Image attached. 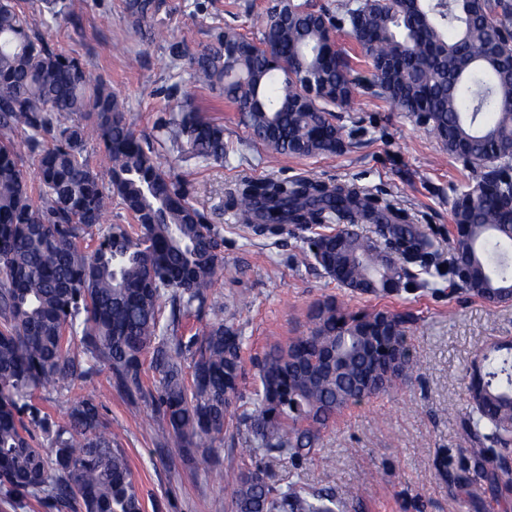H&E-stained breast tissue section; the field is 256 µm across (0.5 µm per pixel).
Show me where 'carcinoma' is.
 Masks as SVG:
<instances>
[{
    "mask_svg": "<svg viewBox=\"0 0 512 512\" xmlns=\"http://www.w3.org/2000/svg\"><path fill=\"white\" fill-rule=\"evenodd\" d=\"M22 3L0 0V486L9 501L142 512L128 457L96 399L77 398L61 422L38 400L92 379L102 364L133 400L145 393L149 355L159 375L161 445L187 458L196 449L214 455L233 421L249 448L233 512H335L327 493L270 485L262 459H310L336 415L410 377L418 360L406 346L408 318L316 304L306 332L253 360L259 385L243 402V340L222 308L188 342L177 335L223 270V239L190 201L182 175L132 130L124 102L30 34ZM159 9L158 0H132L128 20L139 29ZM339 31L360 47L371 85L424 118L446 153L479 171L455 190L447 249L404 211L311 176L238 183L230 193L236 223L259 236L290 224L316 229L310 255L359 294L423 288L420 272L433 266L447 270L451 291L491 305L511 301L512 0H336L318 10L308 0H271L258 40L226 29L197 48L170 40L169 54L190 83L224 96L272 153L333 155L344 147L333 109L353 103L359 85L336 46ZM166 111L158 132L198 159L224 161L223 126L179 98ZM15 133L38 153L31 175ZM91 138L108 159L106 185L87 155ZM114 199L133 223L104 229ZM359 224L372 225L375 237ZM98 232L95 248L82 245ZM78 333L79 353L71 348ZM468 393L461 425L474 475L507 505L512 474L491 462L495 450L512 449V342L483 355Z\"/></svg>",
    "mask_w": 512,
    "mask_h": 512,
    "instance_id": "cac0c4a2",
    "label": "carcinoma"
}]
</instances>
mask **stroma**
Segmentation results:
<instances>
[{
	"label": "stroma",
	"mask_w": 512,
	"mask_h": 512,
	"mask_svg": "<svg viewBox=\"0 0 512 512\" xmlns=\"http://www.w3.org/2000/svg\"><path fill=\"white\" fill-rule=\"evenodd\" d=\"M127 0H57L56 15L28 0L33 31L51 48L78 59L126 104L133 129L153 143L162 161L187 180L193 202L224 238V271L206 306L183 336L212 322V307L240 329L243 356L252 360L270 346L307 328L306 314L318 301L333 299L351 308L387 307L406 314L408 344L419 361L412 377L387 393L350 405L326 430L313 459L293 465L268 457L270 484L295 483L326 490L346 512H504L484 482L459 489L454 478L466 466L469 442L459 420L468 404V376L475 360L494 343L512 340V301L488 304L448 293V279L427 277L423 288L387 296L339 287L303 253L301 232L264 239L235 223L228 193L241 180L274 175H313L353 184L407 212L441 242L448 239L453 188L473 177L471 168L450 158L426 126L385 99L368 94L361 107L336 115L343 128L342 153L271 158L251 139L234 107L209 90L190 86L172 67L168 45L148 41L128 26ZM266 0H161L158 13L168 33L191 47L209 44L233 27L258 38ZM137 66H129V58ZM156 89L147 97L144 87ZM190 96L193 107L224 127L223 163L183 159L176 143L157 127L168 94ZM147 395L130 402L116 389L107 367L90 381L46 395L43 406L63 419L73 398L92 395L104 419L120 434L142 497L144 512H232L233 481L251 460L241 444L224 443L217 458L189 462L178 449L160 446L152 390L157 376H144Z\"/></svg>",
	"instance_id": "1"
}]
</instances>
